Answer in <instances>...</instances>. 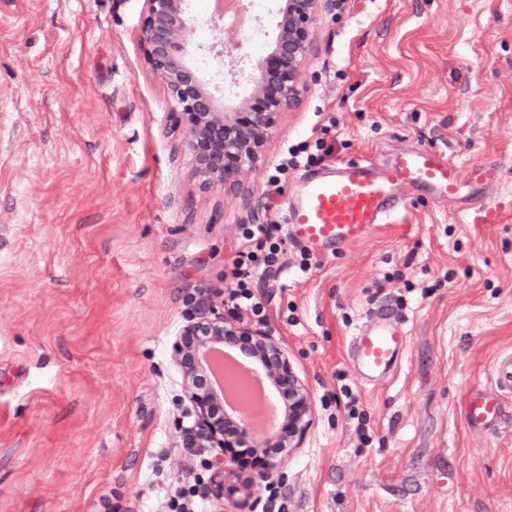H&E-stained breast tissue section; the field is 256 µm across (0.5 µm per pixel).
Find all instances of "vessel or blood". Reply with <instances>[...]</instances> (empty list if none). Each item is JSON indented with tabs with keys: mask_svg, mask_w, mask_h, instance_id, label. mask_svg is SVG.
Returning <instances> with one entry per match:
<instances>
[{
	"mask_svg": "<svg viewBox=\"0 0 512 512\" xmlns=\"http://www.w3.org/2000/svg\"><path fill=\"white\" fill-rule=\"evenodd\" d=\"M405 185L423 188L436 198L461 191L455 163L432 148L411 150L382 169L367 160L348 163L303 175L300 190L284 213L286 232L328 256L391 223L402 207L398 192ZM404 347L403 336L388 316L377 314L373 328L354 338L356 367L366 377H383L398 365ZM464 410L474 427L492 425L501 416L495 400L477 393L468 394Z\"/></svg>",
	"mask_w": 512,
	"mask_h": 512,
	"instance_id": "vessel-or-blood-1",
	"label": "vessel or blood"
}]
</instances>
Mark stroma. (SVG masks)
Segmentation results:
<instances>
[{"label":"stroma","mask_w":512,"mask_h":512,"mask_svg":"<svg viewBox=\"0 0 512 512\" xmlns=\"http://www.w3.org/2000/svg\"><path fill=\"white\" fill-rule=\"evenodd\" d=\"M195 14L253 55L275 8ZM143 0H0V512H195L209 449L187 448L178 330L213 293L245 230L282 220L302 169L432 147L465 185L322 257L286 240L253 277L264 321L309 384L315 419L257 512H512V393L490 429L464 418L512 354V0H339L305 63L309 90L243 195L193 192L163 86L137 46ZM484 166L482 183L470 181ZM387 309L406 338L368 381L352 339Z\"/></svg>","instance_id":"1"}]
</instances>
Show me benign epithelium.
<instances>
[{
  "label": "benign epithelium",
  "mask_w": 512,
  "mask_h": 512,
  "mask_svg": "<svg viewBox=\"0 0 512 512\" xmlns=\"http://www.w3.org/2000/svg\"><path fill=\"white\" fill-rule=\"evenodd\" d=\"M145 17L137 35L142 60L165 88L173 126L182 129L195 190L202 196H236L248 177L266 162V145L282 117L301 109L308 84L304 65L325 11L336 0H279L267 57L247 63L224 47L220 38L208 45L194 40L191 0H144ZM206 52L222 67V81L206 79L193 56ZM248 86L247 95L228 103L224 84ZM223 351L251 368L276 398L280 413L275 428L256 434L247 417L230 405L214 373L211 355ZM181 374L184 399L191 406V427L184 430L187 448L213 452V484L205 493L227 501L235 512H255V490L281 476L286 456L302 447L314 420L309 384L293 369L288 350L264 327L243 314L224 312L212 300L183 326L171 347ZM237 441L260 452L276 448L266 466L243 473L224 448Z\"/></svg>",
  "instance_id": "benign-epithelium-1"
}]
</instances>
